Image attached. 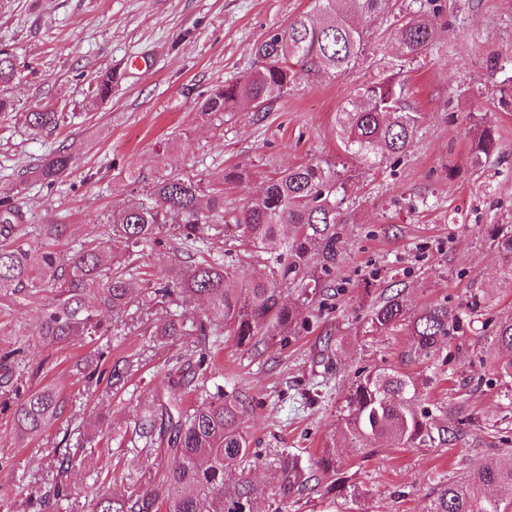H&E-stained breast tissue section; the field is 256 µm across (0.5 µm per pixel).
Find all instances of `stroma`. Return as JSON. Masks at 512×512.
<instances>
[{"mask_svg":"<svg viewBox=\"0 0 512 512\" xmlns=\"http://www.w3.org/2000/svg\"><path fill=\"white\" fill-rule=\"evenodd\" d=\"M429 14L431 50L406 65L408 102L419 117L410 149L365 169L342 149L336 112L354 89L375 79L393 54L395 32L412 0L375 20L359 64L340 77H306L275 100L264 116L241 105L222 125L203 124L196 103L210 89L252 66L253 48L269 32L312 12L314 0H0V47L12 50L19 81L0 88L14 112L0 116V199L23 211L27 223L66 225L69 247L105 231L104 220L133 197L126 170L147 175L170 167L212 180L233 166L250 179L224 187L234 215L257 198L264 181L284 169L315 162L347 180L344 248L320 306L306 307L300 335L276 339L255 353L229 333L172 339L161 329L171 319L197 320L194 305L165 300L131 308L97 345L108 359L140 365L122 389L88 384L74 369L88 348L82 337L55 347L29 340L12 379L27 389L50 386L69 402L68 424L18 440L10 411L0 408V512H40L50 484L71 487L55 512H87L103 494L128 486L148 493L158 481L160 454H149L133 427L151 391L171 368L212 365L207 384L241 392L249 403L244 427L264 461L249 477L258 490L257 512H274L278 497L269 460L285 448L313 465L335 443L359 498L321 491L293 496L283 512H420L443 485L460 481L476 465L512 451V386L493 370V335L512 319V279L488 229L512 224V0H441ZM120 74L107 104L92 107L91 78ZM48 105L62 112L55 132L34 136L23 113ZM494 128L497 150L473 167L472 133ZM73 163L54 185L37 182L33 168L57 147ZM212 258L234 262L236 285L263 276L261 259L239 243L213 238ZM132 286L141 274L154 282L189 264L177 240L161 235L131 257ZM402 292L415 310L434 303L463 308L461 328L438 355L421 363L408 355L413 338L404 327L367 332L370 305ZM477 310H467L471 298ZM337 346L331 371L317 365L324 344ZM421 372L433 379L429 402L462 410L463 436L431 448L374 442L363 452L340 440L338 415L358 375L376 369ZM72 457L58 468V450Z\"/></svg>","mask_w":512,"mask_h":512,"instance_id":"stroma-1","label":"stroma"}]
</instances>
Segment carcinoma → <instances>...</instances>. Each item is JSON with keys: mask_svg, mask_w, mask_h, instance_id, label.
<instances>
[{"mask_svg": "<svg viewBox=\"0 0 512 512\" xmlns=\"http://www.w3.org/2000/svg\"><path fill=\"white\" fill-rule=\"evenodd\" d=\"M315 7L318 21L302 14L258 43L252 70L198 101V119L222 123L242 101L250 102L255 112H264L305 76L336 77L352 70L366 49L371 22L392 10V0H315ZM434 40V30L424 18L413 15L401 24L386 73L358 87L339 109L338 137L346 153L363 164L371 163L377 150L390 157L406 153L418 116L405 106L398 70ZM16 78L13 56L1 47L0 85ZM117 79L112 71L94 75L92 104L111 98ZM60 118L51 108L24 113L33 134L57 128ZM495 151L492 126L484 123L472 141V164L485 166ZM70 165L71 156L61 148L42 160L35 176L51 185ZM248 176L245 170L231 169L221 179L205 183L176 170L151 178L129 171L127 178L142 188L141 198L112 212L103 237L65 253L57 245L66 225L30 226L23 223L18 207L0 201V301L21 303L48 292L31 335L45 346L65 343L73 336L92 340L105 335L104 317L116 321L135 302L131 273L112 254L111 242H122L128 250L142 248L159 242V235L167 230L195 245L222 232L224 238L266 255L269 273L240 289L232 288L229 282L236 268L203 258L161 287L146 282L143 298L193 302L206 312L207 320L189 326L167 322L162 335L207 336L212 327L225 326L238 344L255 349L265 337L298 335L306 320L298 306L280 303V296L294 287L300 289L303 301H312L326 288L325 276L336 269L341 248L346 185L334 170L299 164L269 179L261 197L241 216L231 218L224 211V182L241 183ZM171 215L180 223L168 228ZM489 236L504 251L512 276V225L494 224ZM460 323V310L444 303L410 311L400 292L374 305L368 318L376 335L406 326L413 337L414 358L423 363L438 354ZM494 340L502 350L500 368L512 378V320L498 326ZM204 363L202 355L197 371L204 370ZM133 367L129 359L110 366V385L122 387ZM197 371L182 370L169 378L163 389L152 393L151 404L135 422L144 447L157 448L162 455L159 492L96 497L89 512H158L161 502L165 512H251L255 488L246 473L259 464V455L252 451L244 430L248 404L240 392H227L218 384L200 404L183 408L181 393L196 385ZM428 383L427 377L398 370L377 369L359 376L339 418L343 436L363 450L378 439L421 448L459 436L468 418L458 411L450 414L442 406L422 405ZM11 405L15 433L22 441L41 435L66 411L64 398L51 388L17 386ZM232 468L240 470L241 478L229 484L225 474ZM341 468L333 445L323 449L310 469L298 455L283 450L272 463L276 495L287 500L315 480L325 483L326 493L335 498L358 497L359 488L340 476ZM503 484L512 485L511 453L478 465L462 482L444 486L422 512H512V501L490 493ZM68 496V486L56 482L44 493L43 502L50 507Z\"/></svg>", "mask_w": 512, "mask_h": 512, "instance_id": "1", "label": "carcinoma"}]
</instances>
